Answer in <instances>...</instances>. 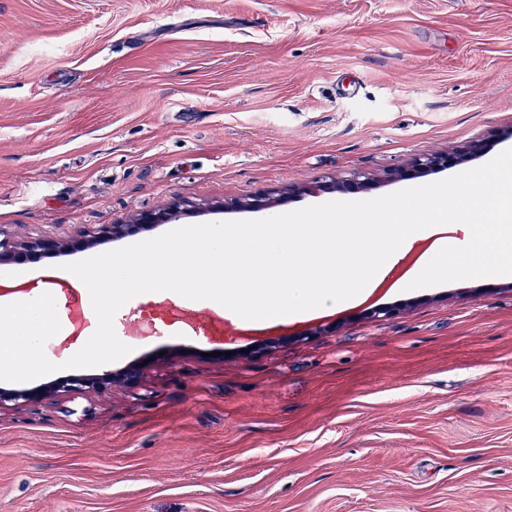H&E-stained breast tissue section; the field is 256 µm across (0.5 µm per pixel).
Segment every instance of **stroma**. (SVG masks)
I'll return each mask as SVG.
<instances>
[{"instance_id": "stroma-1", "label": "stroma", "mask_w": 512, "mask_h": 512, "mask_svg": "<svg viewBox=\"0 0 512 512\" xmlns=\"http://www.w3.org/2000/svg\"><path fill=\"white\" fill-rule=\"evenodd\" d=\"M512 0H0V228L67 238L291 186L288 210L512 148ZM485 155L409 181L436 152ZM379 178L360 194L319 185ZM85 251L14 265L73 336ZM378 306L395 307L390 317ZM263 332L171 291L114 326L139 383L0 407V512H512V275L378 292ZM463 158L448 155V153H434L414 159L406 167L390 170L386 173V181L407 177L415 173L428 172L438 168H445L462 161Z\"/></svg>"}]
</instances>
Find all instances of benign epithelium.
Returning <instances> with one entry per match:
<instances>
[{
  "instance_id": "7a95c632",
  "label": "benign epithelium",
  "mask_w": 512,
  "mask_h": 512,
  "mask_svg": "<svg viewBox=\"0 0 512 512\" xmlns=\"http://www.w3.org/2000/svg\"><path fill=\"white\" fill-rule=\"evenodd\" d=\"M461 158L446 153H434L414 159L403 168L390 170L386 180L407 177L414 173L428 172L456 164ZM296 190L281 191L274 196L259 194L244 202H230L211 206L198 203L189 207L172 204L167 207L144 211L136 214L126 224H105L95 231L83 233L75 240L56 239L48 236L26 237L17 239L0 229V265H8L22 260H35L47 253H62L77 245L83 248H93L106 241H116L131 234L147 231L158 224L176 221L184 215L202 211H221L228 209H246L252 211L271 210L281 206ZM147 364L134 362L117 371H106L98 375L73 376L49 383L33 391H17L0 388V407L7 403L40 402L54 400L62 395L77 392H102L114 386H133L144 374Z\"/></svg>"
}]
</instances>
